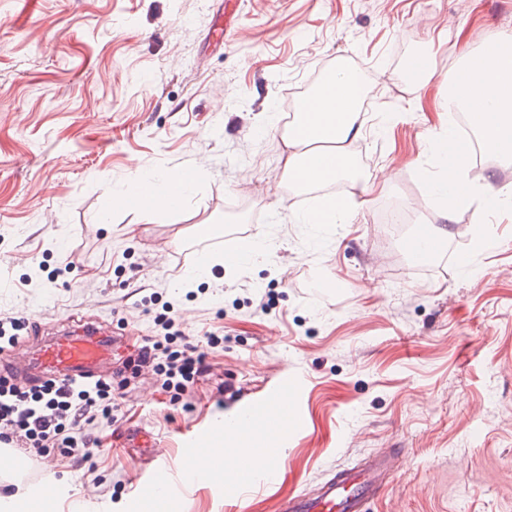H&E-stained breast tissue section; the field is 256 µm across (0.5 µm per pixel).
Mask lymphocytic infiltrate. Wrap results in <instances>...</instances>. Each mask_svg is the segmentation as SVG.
<instances>
[{
    "label": "lymphocytic infiltrate",
    "instance_id": "lymphocytic-infiltrate-1",
    "mask_svg": "<svg viewBox=\"0 0 512 512\" xmlns=\"http://www.w3.org/2000/svg\"><path fill=\"white\" fill-rule=\"evenodd\" d=\"M172 312L166 305L155 314L153 323L160 331L144 338L137 358L140 364L154 366L164 377L163 388L181 397L209 375L208 351L224 338L213 330L200 338L186 334L176 328ZM177 340L182 343L178 350L172 347ZM115 398L108 379L86 384L54 380L23 391L0 376V445L40 463L55 451L60 459L81 465L74 453L76 443L99 446V432L114 420Z\"/></svg>",
    "mask_w": 512,
    "mask_h": 512
}]
</instances>
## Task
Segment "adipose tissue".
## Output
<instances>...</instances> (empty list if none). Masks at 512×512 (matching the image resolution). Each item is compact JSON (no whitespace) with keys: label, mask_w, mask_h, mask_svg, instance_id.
I'll return each instance as SVG.
<instances>
[{"label":"adipose tissue","mask_w":512,"mask_h":512,"mask_svg":"<svg viewBox=\"0 0 512 512\" xmlns=\"http://www.w3.org/2000/svg\"><path fill=\"white\" fill-rule=\"evenodd\" d=\"M363 83L353 73L323 81L298 106L288 125L283 170L290 183L302 188L320 187L355 177L348 149L362 129L359 119ZM449 111L475 116V129L488 154L512 158V49L502 41L481 53L467 56L448 88ZM442 156L435 182L426 186L431 200L444 198L449 188H459L468 203L486 213L512 205V191H492L467 176L470 143L448 136L437 145Z\"/></svg>","instance_id":"ef3b65f1"}]
</instances>
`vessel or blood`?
<instances>
[{"instance_id":"b4317fda","label":"vessel or blood","mask_w":512,"mask_h":512,"mask_svg":"<svg viewBox=\"0 0 512 512\" xmlns=\"http://www.w3.org/2000/svg\"><path fill=\"white\" fill-rule=\"evenodd\" d=\"M124 341L111 327L77 322L71 330L45 340L25 367H18L15 356L0 351V372H23L24 376L52 377L72 382H90L110 371L116 351ZM299 385L295 379L282 378L271 396L245 405L243 420L262 415L268 432L267 443L251 458L237 461L236 468L245 485L274 477L280 468L279 440L288 438L298 425V414L291 406ZM123 443L128 448L142 449L152 465L145 473L139 496L150 497L155 512H167L171 499V473L157 456V439L142 429L125 432ZM181 471L190 480L210 479L225 468L223 441L217 440L214 428L185 437L179 452ZM394 460L392 450L373 459L365 474L341 479H326L313 496L298 495L283 501L280 512H366L365 505L373 497L382 474Z\"/></svg>"}]
</instances>
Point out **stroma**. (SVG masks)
<instances>
[{
  "mask_svg": "<svg viewBox=\"0 0 512 512\" xmlns=\"http://www.w3.org/2000/svg\"><path fill=\"white\" fill-rule=\"evenodd\" d=\"M508 36L512 0H0V256L12 260L0 316L50 333L83 319L138 343L168 301L183 330L224 329L186 404L152 367L129 375L88 463L101 492L56 467L50 512H129L145 465L124 430L173 446L286 375L301 382L303 426L248 512H278L384 448L398 461L368 512H512V212L480 235L475 206L446 225L426 195L430 145L452 123L449 80ZM423 55L432 76L408 82ZM345 58L376 92L349 145L365 203L346 224H292L325 190L289 186L283 133L261 120ZM184 168L202 176L180 208L122 206L138 175ZM396 210L412 230L446 225L429 265L389 236ZM259 235L277 251L225 267V244ZM171 242L184 245L175 264ZM198 249L210 274L185 279ZM64 265L65 282H49ZM233 483L179 490L172 512H225Z\"/></svg>",
  "mask_w": 512,
  "mask_h": 512,
  "instance_id": "35a3bbf8",
  "label": "stroma"
}]
</instances>
